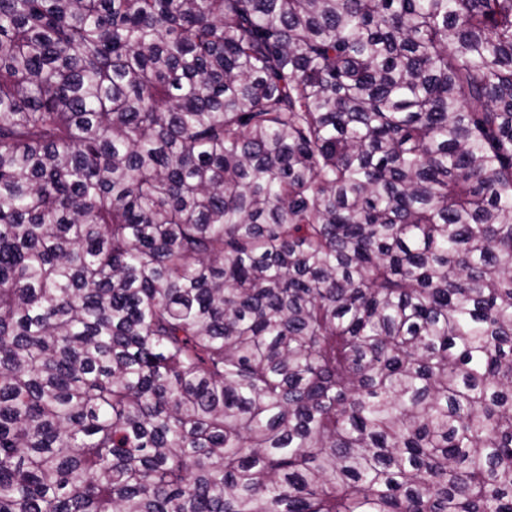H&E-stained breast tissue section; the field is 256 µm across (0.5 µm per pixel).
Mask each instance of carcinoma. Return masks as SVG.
<instances>
[{
  "label": "carcinoma",
  "instance_id": "carcinoma-1",
  "mask_svg": "<svg viewBox=\"0 0 512 512\" xmlns=\"http://www.w3.org/2000/svg\"><path fill=\"white\" fill-rule=\"evenodd\" d=\"M0 512H512V0H0Z\"/></svg>",
  "mask_w": 512,
  "mask_h": 512
}]
</instances>
